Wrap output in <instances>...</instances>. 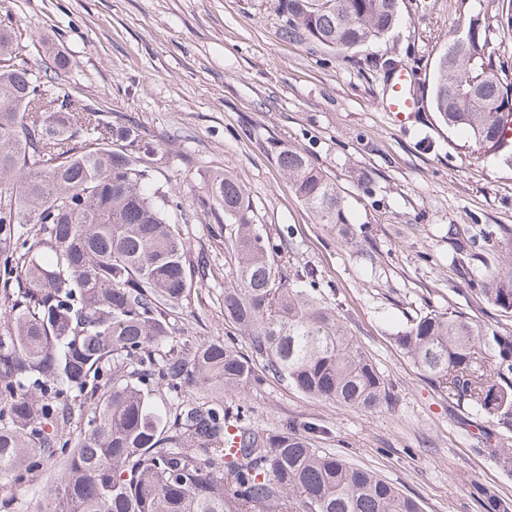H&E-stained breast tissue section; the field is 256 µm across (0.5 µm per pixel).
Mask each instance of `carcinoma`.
<instances>
[{"instance_id": "cac0c4a2", "label": "carcinoma", "mask_w": 512, "mask_h": 512, "mask_svg": "<svg viewBox=\"0 0 512 512\" xmlns=\"http://www.w3.org/2000/svg\"><path fill=\"white\" fill-rule=\"evenodd\" d=\"M283 38L348 52L387 36L400 0H282ZM512 28V8L469 19L436 65L431 100L450 129L486 155L508 145L512 63L489 32ZM0 19V480L12 486L60 458L63 471L39 512H422L377 475L320 448L313 425L270 433L224 407L267 374L330 404L364 411L391 401L379 370L336 311L300 288L313 272H284L282 243L252 223L245 187L213 173L203 205L233 225L237 264L224 277V320L245 355L219 340L177 341L175 309L205 267L185 250L158 185L156 145L37 76ZM320 224L354 244L336 183L299 150L276 155ZM483 298L512 314V253L482 281ZM448 398L512 432V334L457 310L430 311L396 337ZM200 393L204 400L182 399ZM86 408L80 443L66 427ZM237 428L226 432L228 424ZM512 474V448H493Z\"/></svg>"}]
</instances>
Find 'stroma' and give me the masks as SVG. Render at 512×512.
<instances>
[{
  "label": "stroma",
  "mask_w": 512,
  "mask_h": 512,
  "mask_svg": "<svg viewBox=\"0 0 512 512\" xmlns=\"http://www.w3.org/2000/svg\"><path fill=\"white\" fill-rule=\"evenodd\" d=\"M503 0H401V21L353 53L280 36V0H0L19 51L39 71L52 52L71 60L70 92L114 124H138L158 144L159 183L188 218L179 230L207 280L174 315L181 338L220 339L248 352L224 320L227 236L200 204L209 175L232 171L254 223L285 243L288 269L314 270L316 288L385 376L390 405L374 411L310 399L266 376L225 404H243L252 426H321L316 447L376 473L423 512H489L487 494L512 505V475L491 449L512 434L441 393L396 345L413 318L457 310L512 333V315L479 294L488 267L512 253V165L477 151L444 125L429 98L413 123L382 103L391 59L431 82L439 55L470 17ZM304 151L339 188L356 231L344 246L301 203L272 152ZM472 249L455 253L449 226Z\"/></svg>",
  "instance_id": "1"
}]
</instances>
